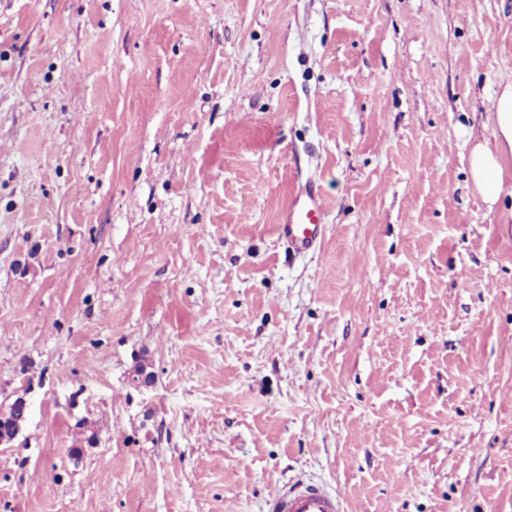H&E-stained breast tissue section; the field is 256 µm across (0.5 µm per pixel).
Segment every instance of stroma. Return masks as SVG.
<instances>
[{
    "instance_id": "stroma-1",
    "label": "stroma",
    "mask_w": 512,
    "mask_h": 512,
    "mask_svg": "<svg viewBox=\"0 0 512 512\" xmlns=\"http://www.w3.org/2000/svg\"><path fill=\"white\" fill-rule=\"evenodd\" d=\"M509 82L512 0H0V512H512ZM491 137L476 143L469 154V176L475 191L489 211L500 207L506 193V181L512 179L508 168L512 159V83L498 92L493 103ZM323 216L319 188L309 180L284 212L277 234L298 253L316 250L323 239ZM342 501L324 486L300 482L267 500V512H343Z\"/></svg>"
}]
</instances>
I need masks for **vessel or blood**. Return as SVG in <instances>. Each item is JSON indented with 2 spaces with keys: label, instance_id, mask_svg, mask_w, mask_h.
<instances>
[{
  "label": "vessel or blood",
  "instance_id": "1",
  "mask_svg": "<svg viewBox=\"0 0 512 512\" xmlns=\"http://www.w3.org/2000/svg\"><path fill=\"white\" fill-rule=\"evenodd\" d=\"M323 216L319 188L310 180L286 209L276 231L294 251H313L323 239ZM267 512H343V507L340 497L324 486L301 482L272 495Z\"/></svg>",
  "mask_w": 512,
  "mask_h": 512
}]
</instances>
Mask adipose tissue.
<instances>
[{"label": "adipose tissue", "instance_id": "1", "mask_svg": "<svg viewBox=\"0 0 512 512\" xmlns=\"http://www.w3.org/2000/svg\"><path fill=\"white\" fill-rule=\"evenodd\" d=\"M493 109L491 136L476 143L468 159L472 185L491 211L499 208L512 178V83L498 92Z\"/></svg>", "mask_w": 512, "mask_h": 512}]
</instances>
